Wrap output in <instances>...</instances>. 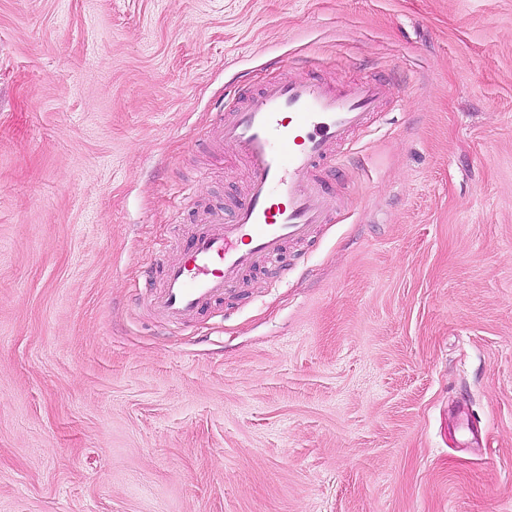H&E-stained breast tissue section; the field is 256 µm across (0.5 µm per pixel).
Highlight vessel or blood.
Returning a JSON list of instances; mask_svg holds the SVG:
<instances>
[{
    "mask_svg": "<svg viewBox=\"0 0 512 512\" xmlns=\"http://www.w3.org/2000/svg\"><path fill=\"white\" fill-rule=\"evenodd\" d=\"M384 84L364 77L336 85L273 80L218 114L210 139L247 164L250 180L232 219L206 212L183 256L167 263L154 310L170 322L237 289L245 273L277 257L286 242L307 239L329 223L335 205L318 176L337 150L381 108Z\"/></svg>",
    "mask_w": 512,
    "mask_h": 512,
    "instance_id": "obj_1",
    "label": "vessel or blood"
}]
</instances>
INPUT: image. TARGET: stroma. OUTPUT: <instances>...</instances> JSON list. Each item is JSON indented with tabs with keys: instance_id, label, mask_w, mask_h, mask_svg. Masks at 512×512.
Returning <instances> with one entry per match:
<instances>
[{
	"instance_id": "1",
	"label": "stroma",
	"mask_w": 512,
	"mask_h": 512,
	"mask_svg": "<svg viewBox=\"0 0 512 512\" xmlns=\"http://www.w3.org/2000/svg\"><path fill=\"white\" fill-rule=\"evenodd\" d=\"M368 75L331 222L154 315L216 113ZM0 512H512V0H0Z\"/></svg>"
}]
</instances>
